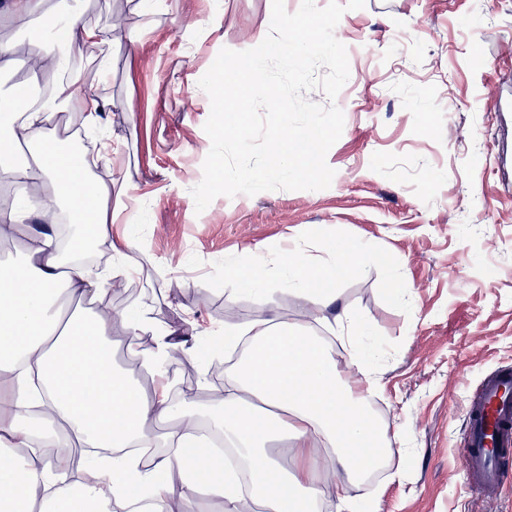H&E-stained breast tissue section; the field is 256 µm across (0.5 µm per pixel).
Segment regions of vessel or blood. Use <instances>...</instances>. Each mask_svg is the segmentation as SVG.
<instances>
[{
	"label": "vessel or blood",
	"instance_id": "obj_1",
	"mask_svg": "<svg viewBox=\"0 0 512 512\" xmlns=\"http://www.w3.org/2000/svg\"><path fill=\"white\" fill-rule=\"evenodd\" d=\"M467 415L463 471L472 490L494 487L501 480L499 458L512 446V369H500L483 380Z\"/></svg>",
	"mask_w": 512,
	"mask_h": 512
}]
</instances>
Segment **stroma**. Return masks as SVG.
I'll return each instance as SVG.
<instances>
[{
  "label": "stroma",
  "mask_w": 512,
  "mask_h": 512,
  "mask_svg": "<svg viewBox=\"0 0 512 512\" xmlns=\"http://www.w3.org/2000/svg\"><path fill=\"white\" fill-rule=\"evenodd\" d=\"M135 2L97 11L112 70L88 86L109 103L99 127L112 143V238L138 245L125 285L150 293L154 325L182 345L170 383L191 366L196 407H211L224 360L203 331L264 308L296 317L294 292H259L225 265L294 245L329 262L347 241L370 243L338 304L381 369L370 412L402 441L349 495L381 512H512V460L498 488L471 493L458 456L466 405L512 368V106L494 108L497 91L512 93V0H366L345 12L334 34L350 76L330 187L220 196L200 213L191 190L211 142L198 81L222 48L258 46L272 0H156L148 17ZM396 470L403 479L390 482Z\"/></svg>",
  "instance_id": "stroma-1"
}]
</instances>
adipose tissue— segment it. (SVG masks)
Masks as SVG:
<instances>
[{
  "label": "adipose tissue",
  "instance_id": "1",
  "mask_svg": "<svg viewBox=\"0 0 512 512\" xmlns=\"http://www.w3.org/2000/svg\"><path fill=\"white\" fill-rule=\"evenodd\" d=\"M47 20L51 29L29 42L28 81L50 73L52 89L35 95L16 84L0 92V182L53 188L51 201L39 208L49 231L30 233L23 259L0 268V512H131L142 500L146 512H171L176 492L183 512H195L202 494L223 500L224 512H238L239 482L199 478L201 470H222L223 460L198 450L192 403L176 401L167 381L145 391L121 374L105 324L90 313H63L67 297L99 304L113 278L127 273L126 253L135 244L113 241L107 185L59 150L45 128L63 108L86 112L92 124L107 108L67 76L75 56L91 55L108 40L107 30L88 20L85 0H9L0 12V72L15 64L17 37ZM24 148L30 157L18 160ZM63 208L78 221L65 247L51 230ZM90 244L112 255L102 272L72 260ZM366 259L365 247L348 243L330 264L309 260L296 246L278 261L304 317L343 342L344 360H337L333 340L303 335L270 310L246 327L224 330L225 355H246L247 367L229 375L207 416L249 464V493L269 512H306L328 496L336 498L338 512H380L377 500L347 493L379 463L385 444L368 403L378 369L360 347L353 314H325L339 298L338 281ZM169 421L174 430L155 432ZM58 422L72 441L113 449V456L74 476ZM282 438L321 454L288 470L273 451ZM161 443L169 451L149 467L127 452ZM174 472L181 477L177 490L169 480Z\"/></svg>",
  "mask_w": 512,
  "mask_h": 512
}]
</instances>
